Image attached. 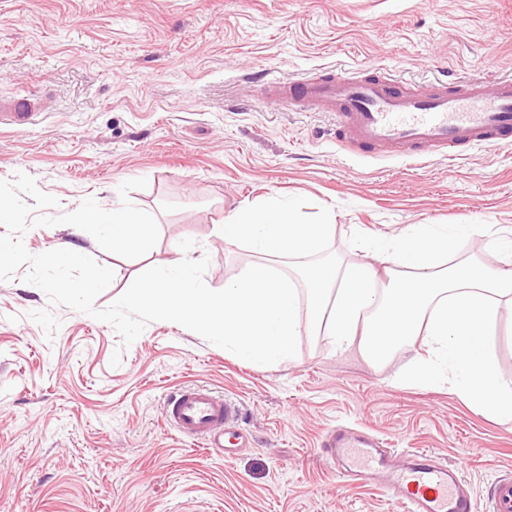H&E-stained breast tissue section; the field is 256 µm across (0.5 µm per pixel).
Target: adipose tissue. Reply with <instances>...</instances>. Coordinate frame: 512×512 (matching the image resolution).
Here are the masks:
<instances>
[{
	"label": "adipose tissue",
	"instance_id": "ef3b65f1",
	"mask_svg": "<svg viewBox=\"0 0 512 512\" xmlns=\"http://www.w3.org/2000/svg\"><path fill=\"white\" fill-rule=\"evenodd\" d=\"M332 219L328 212L321 222H301L272 197L261 207L238 209L220 226L226 241L300 259L304 290L256 263L213 293L183 260L154 267L124 303L150 319L222 337L243 360L266 366L290 358L295 337L306 331H327L338 350L358 346L372 362L421 336L428 354L413 364L410 382H447L480 410L511 419L512 385L502 381L487 336L502 311L512 309V239L485 226L495 239L488 258L447 266L444 258L471 236L472 225L414 224L390 238H353L363 262L325 269L314 258L334 234ZM371 256L376 264H368Z\"/></svg>",
	"mask_w": 512,
	"mask_h": 512
}]
</instances>
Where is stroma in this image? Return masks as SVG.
<instances>
[{"label":"stroma","mask_w":512,"mask_h":512,"mask_svg":"<svg viewBox=\"0 0 512 512\" xmlns=\"http://www.w3.org/2000/svg\"><path fill=\"white\" fill-rule=\"evenodd\" d=\"M366 62L411 84L446 75L512 76V0H0V100L34 97L25 128H0V180L34 177L58 212L88 198L131 203L159 220V241L126 259L71 225L23 236L34 255L76 247L111 268L97 308L148 267L192 261L209 288L257 262L219 232L242 206L276 196L307 221L334 211L325 255L361 262L351 239L412 224H493L512 232V147L419 162L362 158L337 143L326 112H283L259 80ZM49 307L20 277L0 282V512H404L377 485L344 479L318 443L330 427L370 431L388 448L462 464L489 512L492 480L512 471V419L447 384L401 376L422 340L386 361L331 337H296L274 366L242 360L222 337L149 323L120 338L58 306L54 338L31 319ZM200 384L238 407L233 459L163 422L165 395Z\"/></svg>","instance_id":"35a3bbf8"}]
</instances>
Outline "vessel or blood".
Segmentation results:
<instances>
[{
  "mask_svg": "<svg viewBox=\"0 0 512 512\" xmlns=\"http://www.w3.org/2000/svg\"><path fill=\"white\" fill-rule=\"evenodd\" d=\"M266 93L282 109L334 116L337 137L361 157L418 161L512 145V77L441 81L414 91L385 70L360 66L352 73L271 80ZM36 111L34 100L9 101L0 108V124L27 125ZM235 417V405L204 385L179 387L164 401V418L172 430L228 459L244 442ZM319 446L344 477L378 482L406 512H474L459 467L430 452L402 455L383 447L371 433L355 434L344 427L327 430ZM489 500L491 512H512L511 474L492 483Z\"/></svg>",
  "mask_w": 512,
  "mask_h": 512,
  "instance_id": "b4317fda",
  "label": "vessel or blood"
}]
</instances>
